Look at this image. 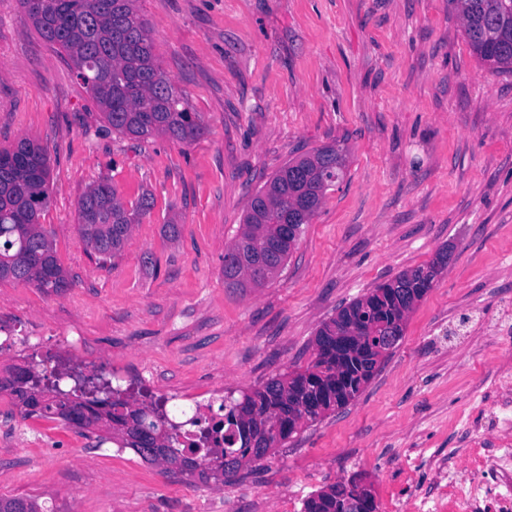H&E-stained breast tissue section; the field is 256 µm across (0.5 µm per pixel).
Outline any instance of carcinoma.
Segmentation results:
<instances>
[{
	"instance_id": "carcinoma-1",
	"label": "carcinoma",
	"mask_w": 512,
	"mask_h": 512,
	"mask_svg": "<svg viewBox=\"0 0 512 512\" xmlns=\"http://www.w3.org/2000/svg\"><path fill=\"white\" fill-rule=\"evenodd\" d=\"M138 0H19L34 26L59 46L72 63L112 131L144 140L166 136L189 143L203 131L154 54ZM463 19L465 38L477 58L496 71L512 72V0H448ZM345 168L343 150L332 145L292 158L251 199L244 222L224 252V283L256 288L282 270L304 226L311 223ZM47 151L22 139L0 149V280H12L42 293L69 287L52 241L39 223L50 194ZM142 197L125 207L117 189L103 179L88 188L78 207V232L86 246L107 260L124 248L135 219L151 209ZM436 265L407 270L340 308L323 322L314 339L313 359L302 371L279 374L257 388L224 395L221 418L202 429L198 440L181 441L178 425L162 430L168 418L158 403H136L125 391L94 386L92 405L60 388V377L26 370L54 397L42 405L20 393L26 415L36 411L79 423L84 411L106 410L112 438L127 448H151L159 440L171 455L165 462L203 480L223 481L244 461L261 460L298 429L354 400L377 371L373 357L388 355L404 333L412 301L433 287ZM348 484H335L309 496L304 512H364ZM0 512H40L32 501L0 497Z\"/></svg>"
}]
</instances>
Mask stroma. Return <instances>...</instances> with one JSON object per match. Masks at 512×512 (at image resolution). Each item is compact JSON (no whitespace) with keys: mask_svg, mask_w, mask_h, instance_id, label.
<instances>
[{"mask_svg":"<svg viewBox=\"0 0 512 512\" xmlns=\"http://www.w3.org/2000/svg\"><path fill=\"white\" fill-rule=\"evenodd\" d=\"M157 60L203 133L184 144L112 132L67 55L0 0V148H46L39 222L69 288L0 281V313L81 337L76 359L168 393L171 419L212 391L303 369L321 322L403 271L440 261L402 339L348 405L227 483L201 481L0 398V497L43 512H302L359 478L378 512H448L450 461L497 431L512 367V73L470 50L448 0H138ZM340 144L342 179L277 276L224 285L252 194L295 152ZM109 179L153 208L102 261L77 203ZM179 227L171 237L167 224Z\"/></svg>","mask_w":512,"mask_h":512,"instance_id":"35a3bbf8","label":"stroma"}]
</instances>
